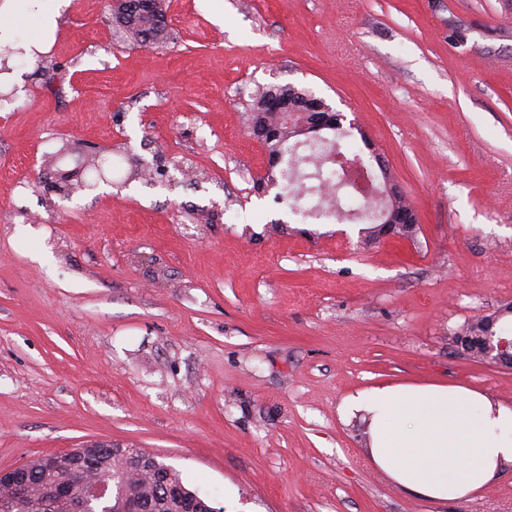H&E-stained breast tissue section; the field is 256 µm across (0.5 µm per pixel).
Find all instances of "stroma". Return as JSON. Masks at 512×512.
<instances>
[{"mask_svg":"<svg viewBox=\"0 0 512 512\" xmlns=\"http://www.w3.org/2000/svg\"><path fill=\"white\" fill-rule=\"evenodd\" d=\"M223 13L216 23L215 13ZM142 47L72 0L0 104V470L140 448L222 512H512V465L461 500L378 469L343 399L439 383L512 407V367L450 337L512 304V0H166ZM465 32L450 38V28ZM314 91L419 219L361 239L263 183L259 91ZM112 189L52 190L87 151Z\"/></svg>","mask_w":512,"mask_h":512,"instance_id":"35a3bbf8","label":"stroma"}]
</instances>
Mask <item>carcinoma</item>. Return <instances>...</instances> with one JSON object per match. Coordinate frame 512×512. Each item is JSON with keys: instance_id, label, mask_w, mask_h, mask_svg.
<instances>
[{"instance_id": "1", "label": "carcinoma", "mask_w": 512, "mask_h": 512, "mask_svg": "<svg viewBox=\"0 0 512 512\" xmlns=\"http://www.w3.org/2000/svg\"><path fill=\"white\" fill-rule=\"evenodd\" d=\"M127 32L138 44L145 45L149 37L160 40L162 29L152 21L129 27ZM270 97L284 105L298 104L309 111L310 116L316 117L318 113L313 108L317 96L292 84L273 86L263 91L250 107L251 127L262 123L269 128L262 142L270 157L280 160L289 155L288 168L281 171V178L287 182V192H294L296 183L303 177L300 171L303 165L313 166L314 176L320 184L339 186L344 174L336 164L334 154L352 156L355 152V146L341 142L346 137L342 128L333 129L334 138L327 140V154L301 155L297 145L289 144L287 127L277 123L275 112L267 107ZM410 208L411 202L403 195L395 200L381 198L357 209L360 217L376 221L374 227L368 228L366 239H380L385 233L387 214ZM498 321V317L489 315L468 322L453 336V342L462 344L469 357L482 361L484 350L479 337L497 336ZM106 478L112 480V493L97 501V512H223L212 507L209 499L199 491L189 489L180 474L166 463L157 459L150 468L137 470L130 467L128 456L121 449L105 443H93L81 449V454L76 457L67 453L37 457L0 476V497L14 498L12 503L0 501V512H71V504L81 497L86 485Z\"/></svg>"}]
</instances>
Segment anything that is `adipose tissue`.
<instances>
[{
  "label": "adipose tissue",
  "mask_w": 512,
  "mask_h": 512,
  "mask_svg": "<svg viewBox=\"0 0 512 512\" xmlns=\"http://www.w3.org/2000/svg\"><path fill=\"white\" fill-rule=\"evenodd\" d=\"M72 0H0V82L23 86L25 64L47 52ZM345 416L368 421L376 466L405 491L460 500L512 463V408L457 386L381 383L348 395Z\"/></svg>",
  "instance_id": "adipose-tissue-1"
}]
</instances>
